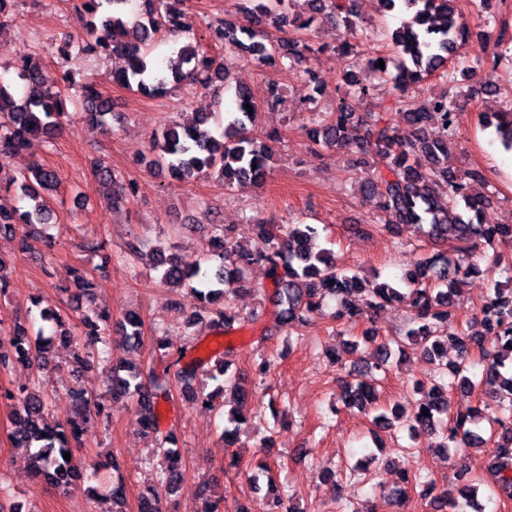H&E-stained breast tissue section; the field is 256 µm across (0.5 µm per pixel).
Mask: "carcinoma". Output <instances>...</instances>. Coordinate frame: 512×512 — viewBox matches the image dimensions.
<instances>
[{"label":"carcinoma","mask_w":512,"mask_h":512,"mask_svg":"<svg viewBox=\"0 0 512 512\" xmlns=\"http://www.w3.org/2000/svg\"><path fill=\"white\" fill-rule=\"evenodd\" d=\"M87 15L85 37L77 43L81 53L112 54L124 60L125 66L113 81L154 97L168 92V85L186 83L210 88L224 85L229 65L235 58H249L260 67L288 65L306 60L313 48L310 38L300 35L310 30L316 16L325 14L340 20L352 31L355 42L345 50L360 55L359 46L373 39L375 32L360 27L355 20V0H304L310 16H293L291 7L299 0H247L251 3L249 17H264L283 30L295 27L297 36L271 40L262 32L237 19L219 17L208 24L209 39L228 54L219 60L199 51L193 42H186L160 67L152 58V41L156 34L191 29L188 13L182 8L185 0H146L145 12L131 16V0H81ZM385 12L398 10L408 14L401 26L382 30L398 54L397 64L388 58L369 59L363 68L377 79L391 78L399 94L386 112L357 113L342 103L336 111L323 114L313 107L310 98L305 110L312 113L304 133L314 147H337L353 154L354 168L364 170L361 183L365 194L376 201L375 228L397 238L411 229L428 241L457 243L456 253L436 252L413 264L401 283L365 281L340 269L328 249L319 243L317 228L310 224H270L255 222L268 250L253 254L237 248L231 241V227H214L210 254L186 261L174 252L158 249L154 253L160 282L167 287L189 286L196 294L201 310L209 316L211 332L224 335L234 325L244 322L240 314L226 304L228 294L252 292L266 298L264 279L274 284L273 301L276 330L291 336L308 325L323 307L325 298L337 300L334 319L349 322L362 314L363 308L378 310L401 298L411 303L412 316L402 336L393 342H377L378 333L367 329L364 336L373 342L363 357L365 367L344 385L339 400L347 408H365L376 400L377 383L370 381L386 365L392 355L390 344L402 351L408 345L420 347L424 357L434 365L437 379L421 400L411 417L412 435L441 428L442 447L483 448L492 444L494 454L486 476L478 484L465 485L454 499V512H470L479 486L484 485L490 497L512 500V276L508 287L495 285L494 295L482 305L472 320L457 321V293L468 280L483 273L481 261L487 258L484 248L512 243V224H488L485 211L488 200L469 192L471 184L485 180L483 171L448 169V153L458 146L459 112L456 96L444 95L428 99L409 109L405 99L410 90L429 75L442 71L450 84L456 83L457 72L447 64L466 44L485 38L462 20L457 0H379ZM384 62V68L377 67ZM17 76L24 82L25 94L17 98L0 80V165L9 156L24 150L36 137L50 138L72 117L68 111L71 96L85 103L81 117L100 126L108 125L110 115L101 95L92 82L68 81L62 88L44 84L41 58H24L17 64ZM345 95L362 98L369 84L359 78V71L346 73L341 79ZM237 107L224 118V127H213L212 116L202 114L195 125L183 128L176 123L164 125L154 135L148 164L158 167L177 179L187 180L205 174L224 184L231 191L237 184L250 180L262 183L268 175L271 157L270 142L275 133L264 138L253 135L262 113L253 106L248 91L235 89ZM253 107L248 113L244 105ZM439 123L441 137H431L429 129ZM485 128H494L501 146L512 151V107L482 115ZM373 154L383 162L381 167L369 164ZM100 180L106 186L107 204L119 208L138 194L136 181L115 176L107 165H97ZM14 183L27 208H7L0 204V233L22 231V247L28 240L42 237L40 227L51 223L53 214L43 203V195L56 190L59 173L42 164L32 166L15 178ZM444 200H439V191ZM72 282L76 293L90 301L97 283L78 272ZM112 315L98 311L94 316L80 318L74 332H59L61 342L86 337L90 343L104 341ZM450 332L442 334L439 324ZM124 344H142L141 318L128 313L122 321ZM55 344L52 337L31 338L21 324L8 330L0 327V369L19 363L38 373ZM199 343L189 341L171 353L170 366L181 393L192 402L214 406L224 392L243 391L238 378L227 375L231 348L215 349L184 361L188 349ZM482 353L486 369L478 384L484 386L486 400L467 406L452 403L455 390H470L476 383L470 377V359L474 351ZM213 368V380L223 377L216 390L203 393L197 389L200 372ZM136 397L141 414V428L153 434L157 442L156 456L160 462L158 485L140 497L139 512H163L161 493L173 495L183 477L179 450L174 448L173 435L161 434L157 405L172 397L168 372L153 368L136 369L120 359L112 362L106 388V400H89L83 392L67 394L68 416L64 422L50 420L53 400L41 391V384L20 386L0 392V398L14 402L13 444L29 450L32 472L57 485H69L83 477L82 472L63 454L75 455L82 448L83 433L95 421L111 417L112 403ZM428 410L423 415L422 410ZM235 408L228 413L224 441L233 443L242 422ZM404 485L420 488L419 496L436 506L440 512L448 507L435 493V484L420 472L404 470ZM224 494L214 492L203 498L197 512H223Z\"/></svg>","instance_id":"obj_1"}]
</instances>
